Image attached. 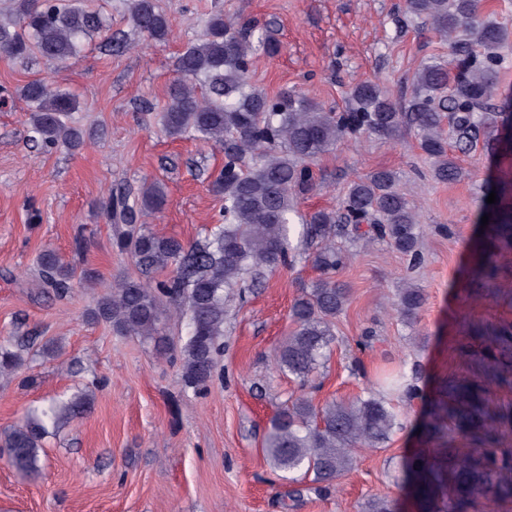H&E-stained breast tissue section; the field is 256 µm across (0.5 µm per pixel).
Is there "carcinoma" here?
<instances>
[{"mask_svg":"<svg viewBox=\"0 0 512 512\" xmlns=\"http://www.w3.org/2000/svg\"><path fill=\"white\" fill-rule=\"evenodd\" d=\"M405 7L448 42L450 53L446 62L420 64L404 111L371 80L351 88L343 110L297 90L269 96L252 89L254 60L278 54L280 44L260 27L252 37H241L224 11H212L201 37L178 56V76L169 85L161 125L171 139L191 133L222 147L224 165L210 187L224 197L223 218L203 240L189 243L135 224L137 214H156L165 207L167 195L160 185L144 184L133 199L127 193L110 195L105 215L115 229V246L131 258L138 275L122 279L98 297L89 318L110 325L118 336L150 342L159 353L169 349L166 326L176 320L184 329L181 381L202 391L217 367L227 306L243 298L245 283L291 265L297 197L316 188L314 162L337 142L357 132L390 135L408 125L417 131L420 148L433 160V175L440 182L462 176L448 153L450 133L461 151L480 143L493 156L512 153V139L501 137L502 128L512 124V96L495 100L504 63L501 50L512 41V32L482 18L483 0H405ZM128 19L135 33L156 43L167 42L172 33L156 0H130ZM103 30L100 12L87 0H15L13 10L0 17V53L13 59L37 54L63 63ZM19 98L27 106L32 143L70 150L84 144L86 131L70 121V114L80 109L76 95L34 79L22 86ZM496 198L481 209L489 222L473 245L477 277L487 283L498 274L489 243L512 240V184L500 188ZM347 232L385 240L414 264L421 260L416 214L389 170L352 182L336 208L301 217L300 241L316 247L313 265L323 277L294 301V329L276 346L272 359L276 372L294 377L302 387L315 380L330 358L332 326L349 299V289L332 277L346 264L347 255L336 248V238ZM37 262L43 284L55 294L74 288V269L56 253L46 251ZM169 268L174 275L159 278ZM423 303V291L409 285L401 289L396 310L409 323ZM492 334L499 350L487 351L486 357L512 367V322L492 327ZM30 345L29 340L0 343L1 377L21 368ZM376 385L368 395L350 401L317 406L302 394L282 403L263 443L271 468L290 484L308 481L319 491L339 488L358 450L383 447L401 427L386 398L397 394L425 403L414 432L425 442H442L448 455L446 479L439 474L428 479L430 467L421 456L406 461L429 508L469 512L479 496L493 504L512 500V453L498 448L500 427L512 426V409L492 414L487 404L491 387L512 389V373L458 381L446 396L433 399L417 384L415 372L409 377L401 369L392 370ZM91 401V394L81 391L33 408L6 434L0 453L19 471L39 474L45 438L90 409ZM449 429L457 430L472 447L449 445ZM444 480L448 496L438 508L434 483Z\"/></svg>","mask_w":512,"mask_h":512,"instance_id":"cac0c4a2","label":"carcinoma"}]
</instances>
